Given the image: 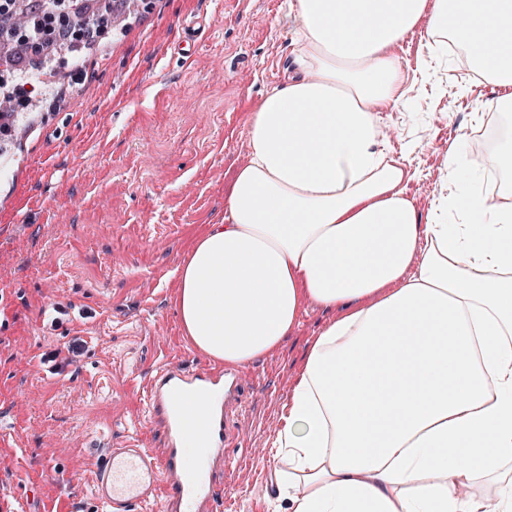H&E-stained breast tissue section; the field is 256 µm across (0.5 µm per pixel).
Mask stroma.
<instances>
[{
  "instance_id": "stroma-1",
  "label": "stroma",
  "mask_w": 512,
  "mask_h": 512,
  "mask_svg": "<svg viewBox=\"0 0 512 512\" xmlns=\"http://www.w3.org/2000/svg\"><path fill=\"white\" fill-rule=\"evenodd\" d=\"M287 0H144L126 30L104 34L76 63L55 68L0 168V512H97L93 480L109 448L134 438L165 445L144 387L166 358L193 367L206 354L185 338L175 308L191 236L224 218L247 156L255 102L293 68ZM198 19L190 55L175 48ZM406 96L383 125L412 179L419 214L462 183L448 149L474 151L484 122L512 136L499 91L426 75L421 37L397 49ZM69 316L51 326L56 307ZM331 311L307 306L282 346L248 365L255 385L230 412L239 429L214 478L217 512H281L274 442L306 356ZM81 338L61 372L44 353Z\"/></svg>"
}]
</instances>
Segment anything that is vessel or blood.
Returning <instances> with one entry per match:
<instances>
[{"instance_id": "vessel-or-blood-1", "label": "vessel or blood", "mask_w": 512, "mask_h": 512, "mask_svg": "<svg viewBox=\"0 0 512 512\" xmlns=\"http://www.w3.org/2000/svg\"><path fill=\"white\" fill-rule=\"evenodd\" d=\"M228 377L223 368H190L175 359L153 370L148 406L167 430L166 446L157 451L135 440L105 455L93 485L102 512H134L149 502L161 512H215L224 489L212 472L236 438L225 422ZM189 438L200 445L194 463L184 446Z\"/></svg>"}]
</instances>
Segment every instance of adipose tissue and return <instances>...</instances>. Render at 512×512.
<instances>
[{
	"label": "adipose tissue",
	"mask_w": 512,
	"mask_h": 512,
	"mask_svg": "<svg viewBox=\"0 0 512 512\" xmlns=\"http://www.w3.org/2000/svg\"><path fill=\"white\" fill-rule=\"evenodd\" d=\"M287 19L293 71L255 104L224 221L180 267L185 334L245 366L306 305L334 311L275 440L287 512H512V208L472 185L420 217L379 124L421 25L511 112L512 0H288Z\"/></svg>",
	"instance_id": "obj_1"
}]
</instances>
